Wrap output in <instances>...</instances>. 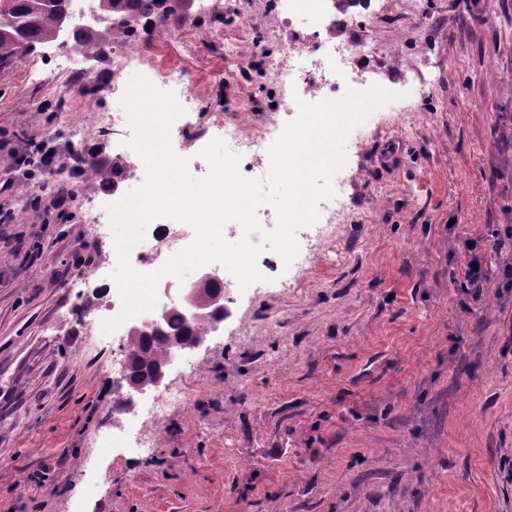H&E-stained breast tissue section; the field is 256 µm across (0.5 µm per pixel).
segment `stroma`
<instances>
[{
    "label": "stroma",
    "instance_id": "obj_1",
    "mask_svg": "<svg viewBox=\"0 0 512 512\" xmlns=\"http://www.w3.org/2000/svg\"><path fill=\"white\" fill-rule=\"evenodd\" d=\"M224 38L177 28L136 50L182 68L189 118L256 124L277 101V0ZM337 21L397 100L347 149L335 262L234 292L230 317L170 363L159 388L117 389L128 342L100 349L94 318L117 285L111 199L83 171L23 185L44 151L111 160L112 58L82 75L59 44L0 64V512H512V287L489 234L512 239V0H367ZM240 51L225 55L224 41ZM192 42L185 52L184 42ZM268 59L254 60V43ZM67 185L70 217L32 197ZM479 259V297L459 286ZM177 387L189 408L130 426ZM149 439L145 454L113 436Z\"/></svg>",
    "mask_w": 512,
    "mask_h": 512
}]
</instances>
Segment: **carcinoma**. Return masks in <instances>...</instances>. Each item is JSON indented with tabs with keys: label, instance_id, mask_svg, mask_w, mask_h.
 <instances>
[{
	"label": "carcinoma",
	"instance_id": "1",
	"mask_svg": "<svg viewBox=\"0 0 512 512\" xmlns=\"http://www.w3.org/2000/svg\"><path fill=\"white\" fill-rule=\"evenodd\" d=\"M97 11L104 21L91 28L75 29L73 43L80 46L86 55L98 57L105 53L112 42V24L115 16L128 10L138 11L145 22L156 18H167L181 14L184 0H96ZM69 10V0H0V64L8 63L22 53L24 47L54 43L59 40L61 14ZM120 169L117 162L107 166L93 160L87 168L90 176L110 181L113 171ZM207 322L192 326L178 314L169 316L165 323L166 335L200 336L205 333ZM167 341L151 337H135L130 340L133 355L132 370L154 364L167 358Z\"/></svg>",
	"mask_w": 512,
	"mask_h": 512
}]
</instances>
